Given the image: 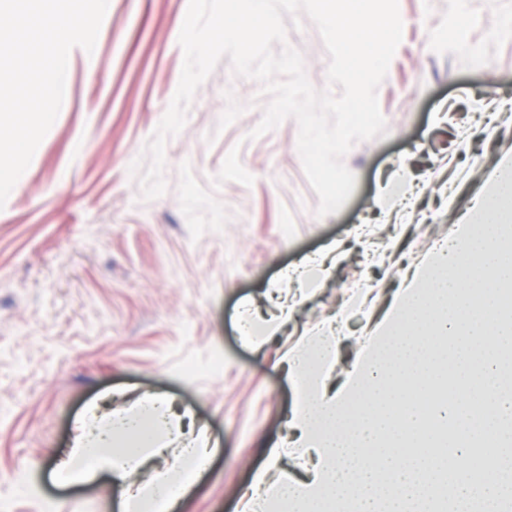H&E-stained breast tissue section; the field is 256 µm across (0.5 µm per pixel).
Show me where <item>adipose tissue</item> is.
<instances>
[{
	"instance_id": "obj_1",
	"label": "adipose tissue",
	"mask_w": 512,
	"mask_h": 512,
	"mask_svg": "<svg viewBox=\"0 0 512 512\" xmlns=\"http://www.w3.org/2000/svg\"><path fill=\"white\" fill-rule=\"evenodd\" d=\"M328 250L287 271L295 288L275 321L244 323L254 350L277 339L327 278ZM352 288L336 312L301 333L281 362L297 402L280 442L244 493V512H512V156L499 162L448 242L409 273L386 307ZM377 311L347 368L346 322ZM425 396L421 407L412 392ZM109 428L84 425L56 479L107 473L124 483L183 435L164 395H147ZM209 438H193L180 465L130 489L126 512H154L185 468H202Z\"/></svg>"
}]
</instances>
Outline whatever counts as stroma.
I'll return each mask as SVG.
<instances>
[{"instance_id":"obj_1","label":"stroma","mask_w":512,"mask_h":512,"mask_svg":"<svg viewBox=\"0 0 512 512\" xmlns=\"http://www.w3.org/2000/svg\"><path fill=\"white\" fill-rule=\"evenodd\" d=\"M188 0H110L93 53L69 54L64 101L0 210V507L5 512H123L107 477H51L78 421L167 395L211 440L174 512H239L263 449L284 436L295 389L281 337L256 352L239 314L270 319L288 267L330 244L347 252L296 314L315 326L355 284L388 300L407 268L448 237L504 153H512V0H399L403 40L378 89L388 137L344 159L355 187L316 216L318 197L288 119L251 138L265 98L221 60L165 146L167 191L144 202L129 173L166 113L184 54ZM458 22L468 47L442 44ZM307 76L327 86L317 28L290 30ZM413 196L403 220L393 204ZM375 230L356 256L353 229ZM222 369H215V362Z\"/></svg>"}]
</instances>
